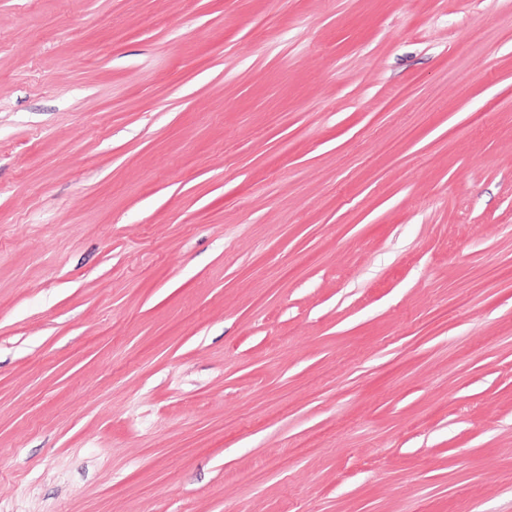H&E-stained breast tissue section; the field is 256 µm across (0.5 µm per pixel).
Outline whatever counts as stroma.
<instances>
[{
  "label": "stroma",
  "mask_w": 512,
  "mask_h": 512,
  "mask_svg": "<svg viewBox=\"0 0 512 512\" xmlns=\"http://www.w3.org/2000/svg\"><path fill=\"white\" fill-rule=\"evenodd\" d=\"M512 512V0H0V512Z\"/></svg>",
  "instance_id": "stroma-1"
}]
</instances>
